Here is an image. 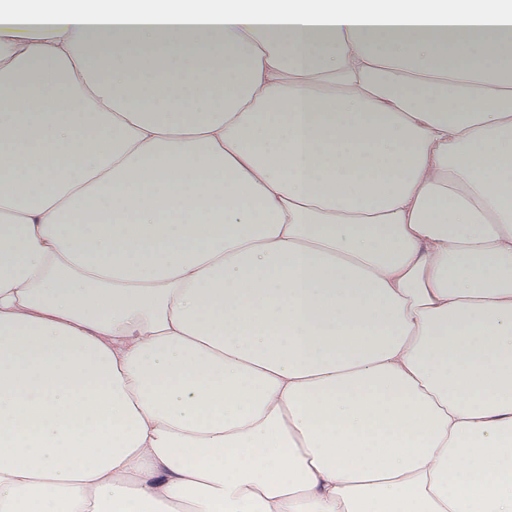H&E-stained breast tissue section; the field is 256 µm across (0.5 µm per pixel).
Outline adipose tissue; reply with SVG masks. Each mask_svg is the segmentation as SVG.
Listing matches in <instances>:
<instances>
[{
    "label": "adipose tissue",
    "instance_id": "adipose-tissue-1",
    "mask_svg": "<svg viewBox=\"0 0 512 512\" xmlns=\"http://www.w3.org/2000/svg\"><path fill=\"white\" fill-rule=\"evenodd\" d=\"M0 512H512V0L1 12Z\"/></svg>",
    "mask_w": 512,
    "mask_h": 512
}]
</instances>
